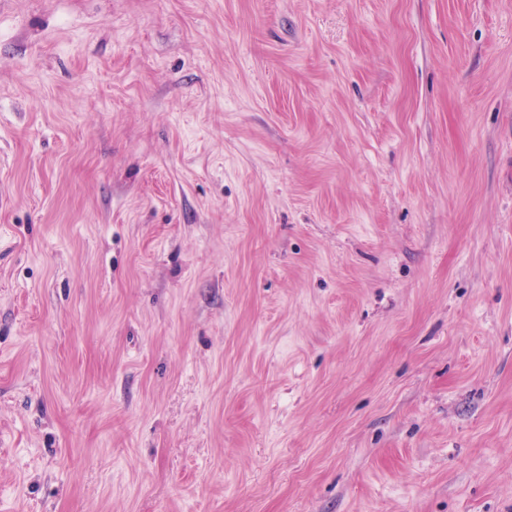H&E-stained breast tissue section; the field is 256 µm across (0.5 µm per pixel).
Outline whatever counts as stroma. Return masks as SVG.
<instances>
[{
	"label": "stroma",
	"mask_w": 512,
	"mask_h": 512,
	"mask_svg": "<svg viewBox=\"0 0 512 512\" xmlns=\"http://www.w3.org/2000/svg\"><path fill=\"white\" fill-rule=\"evenodd\" d=\"M0 512H512V0H0Z\"/></svg>",
	"instance_id": "stroma-1"
}]
</instances>
